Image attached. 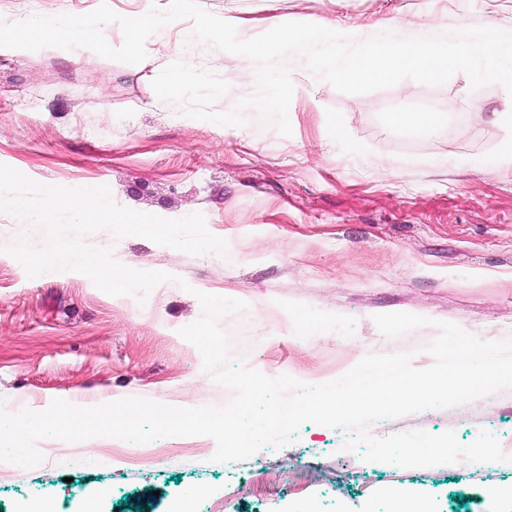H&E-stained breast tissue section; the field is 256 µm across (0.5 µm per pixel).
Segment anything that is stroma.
Listing matches in <instances>:
<instances>
[{
	"label": "stroma",
	"instance_id": "1",
	"mask_svg": "<svg viewBox=\"0 0 512 512\" xmlns=\"http://www.w3.org/2000/svg\"><path fill=\"white\" fill-rule=\"evenodd\" d=\"M135 17L168 0H0V21L86 14L100 2ZM238 36L270 19H319L354 28L358 41L383 32L430 36L497 17L512 31V0H200ZM190 20L166 25L136 65L90 49L0 48V164L46 185L109 186L116 204L176 219L199 212L226 240V256H192L107 230L89 244L112 248L137 270L170 273L145 302L110 296L75 272L28 278L0 251V409H45L60 398L94 406L142 397L177 407H221L234 396L202 368L179 330L197 320L196 291L246 302L220 325L231 363L318 385L365 355L426 347L436 321L484 340L512 335V170L485 162L508 133L496 119L504 91L470 87L464 73L429 86L411 79L344 94L290 56L293 133L281 136L258 112L221 126L161 101L151 82L173 58L230 85L227 111L255 90L250 60L189 42ZM443 112L430 136L393 126L392 112ZM484 113L476 122L472 113ZM344 140H337V130ZM408 312L429 325L383 336L373 315ZM454 431L464 444L492 433L507 459L401 468L345 450L346 433L307 423L296 440L220 463L207 436L146 444L113 438L39 441L43 462L23 477L0 462V512L51 502L56 512H512V389L449 409L376 422L385 437ZM104 462L85 469L86 448Z\"/></svg>",
	"mask_w": 512,
	"mask_h": 512
}]
</instances>
